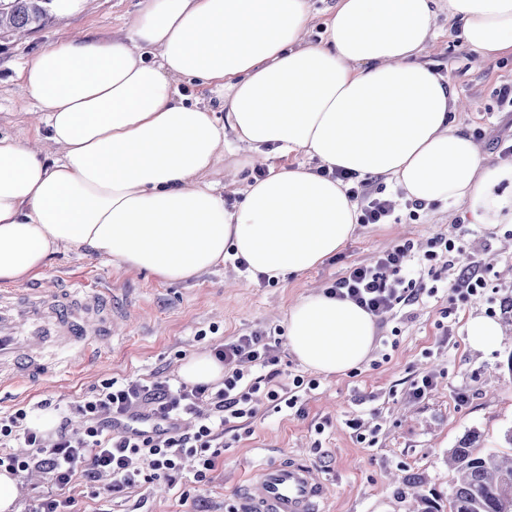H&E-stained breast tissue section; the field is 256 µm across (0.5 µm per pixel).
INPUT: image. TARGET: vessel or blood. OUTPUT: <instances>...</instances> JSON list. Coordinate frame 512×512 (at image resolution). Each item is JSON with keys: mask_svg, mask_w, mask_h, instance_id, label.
<instances>
[{"mask_svg": "<svg viewBox=\"0 0 512 512\" xmlns=\"http://www.w3.org/2000/svg\"><path fill=\"white\" fill-rule=\"evenodd\" d=\"M118 313L110 289L85 282L0 289V388L31 386L73 362L97 361ZM329 488L308 463L288 458L242 485L237 512H320Z\"/></svg>", "mask_w": 512, "mask_h": 512, "instance_id": "vessel-or-blood-1", "label": "vessel or blood"}]
</instances>
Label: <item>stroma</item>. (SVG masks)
I'll use <instances>...</instances> for the list:
<instances>
[{
	"mask_svg": "<svg viewBox=\"0 0 512 512\" xmlns=\"http://www.w3.org/2000/svg\"><path fill=\"white\" fill-rule=\"evenodd\" d=\"M138 8L139 0H87L77 16L52 15L24 38L0 39V135L58 156L46 132L35 129L38 105L18 83L17 68L75 30L101 38L127 33ZM436 26L438 35L422 60L467 100L460 122L483 152L498 158L496 142L512 139V112L497 108L493 91L512 83V56L481 58L449 32L447 11L439 12ZM464 215V208L434 204L402 210L394 224L358 225L321 265L270 284L242 273L229 258L198 278L164 283L81 249L59 251L42 278L108 284L122 311L118 334L104 345L99 361L80 373L49 378L20 394L0 391V415L44 402L64 408L110 381L166 379L176 385L188 359L212 353L219 340L251 334L269 339L280 360V382L307 375L288 347L290 306L302 295L325 290L350 265L370 262L396 244L423 246L443 234L458 238L486 264L490 286L480 297L460 299L452 290L453 272L445 258H437L430 263L440 275L435 296L377 322L373 348L360 366L318 375V389L302 399L303 415L264 405L254 419L225 430L220 463L207 481L161 492L150 484L118 496L104 490L96 498L75 483L70 494L81 512H233L240 485L268 464L295 457L328 481L327 512H407L418 494L447 496L453 474L444 458L468 431L480 432L481 450L512 452L503 440L512 428V224L466 226ZM476 315L505 329L500 342L482 351L467 336V321ZM443 321L453 329L447 342L439 328ZM427 372L436 374L435 388L413 398L412 381ZM353 418L362 419L365 439L349 427Z\"/></svg>",
	"mask_w": 512,
	"mask_h": 512,
	"instance_id": "stroma-1",
	"label": "stroma"
}]
</instances>
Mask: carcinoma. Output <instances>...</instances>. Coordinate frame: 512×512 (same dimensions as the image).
<instances>
[{
	"label": "carcinoma",
	"instance_id": "obj_1",
	"mask_svg": "<svg viewBox=\"0 0 512 512\" xmlns=\"http://www.w3.org/2000/svg\"><path fill=\"white\" fill-rule=\"evenodd\" d=\"M52 0H0V34L40 26ZM480 434L468 432L449 450L456 478L448 493V510L421 496L410 512H512V460L493 451H478Z\"/></svg>",
	"mask_w": 512,
	"mask_h": 512
}]
</instances>
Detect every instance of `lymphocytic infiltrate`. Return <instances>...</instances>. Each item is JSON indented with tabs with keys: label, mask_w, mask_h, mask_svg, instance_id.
I'll return each instance as SVG.
<instances>
[{
	"label": "lymphocytic infiltrate",
	"mask_w": 512,
	"mask_h": 512,
	"mask_svg": "<svg viewBox=\"0 0 512 512\" xmlns=\"http://www.w3.org/2000/svg\"><path fill=\"white\" fill-rule=\"evenodd\" d=\"M329 178L341 180L349 199L356 203L362 224H392L405 207L402 191L388 190L375 180L332 169ZM414 246L396 245L367 264H356L327 287L328 295L348 299L374 317L383 319L393 311L417 303L422 295H434L436 286L417 277L411 262ZM446 256L455 270L453 288L463 298L480 296L488 286L478 261L466 259L454 239L433 237L425 258ZM215 358L224 365L220 388L199 384L172 387L168 381L137 379L122 385L104 383L70 407L83 420L74 430L69 419H61L54 438L32 430L28 412L19 408L0 417V442L23 441L29 450L20 457L0 451V469L19 474L38 469L55 487L53 495L41 498L32 512H77L76 500L67 490L81 480L89 494H97L103 480L121 492L163 479L175 485L182 481V460L195 457V482H203L215 470L221 455L218 430L253 418L256 396H264L274 407L293 408L299 393L316 389V379L297 376L291 387L275 386L279 358L258 335L239 336L218 344ZM208 402L212 416L200 419L198 407Z\"/></svg>",
	"instance_id": "obj_1"
}]
</instances>
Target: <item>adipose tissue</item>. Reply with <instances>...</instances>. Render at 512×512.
<instances>
[{"label":"adipose tissue","instance_id":"1","mask_svg":"<svg viewBox=\"0 0 512 512\" xmlns=\"http://www.w3.org/2000/svg\"><path fill=\"white\" fill-rule=\"evenodd\" d=\"M443 6L481 57L512 54V0H336L316 42L306 0H141L126 34L36 52L17 78L61 154L0 136V284L37 276L62 248L171 283L230 246L251 274L305 273L353 235L357 207L303 164L240 183L275 153L394 181L474 224H512V162L480 150L457 120L460 94L420 60ZM185 79L222 98L223 119L176 94ZM231 140L245 154L223 162L219 186L206 175ZM236 186L243 198L227 205ZM375 333L372 315L321 292L288 312L290 351L324 374L361 364Z\"/></svg>","mask_w":512,"mask_h":512}]
</instances>
